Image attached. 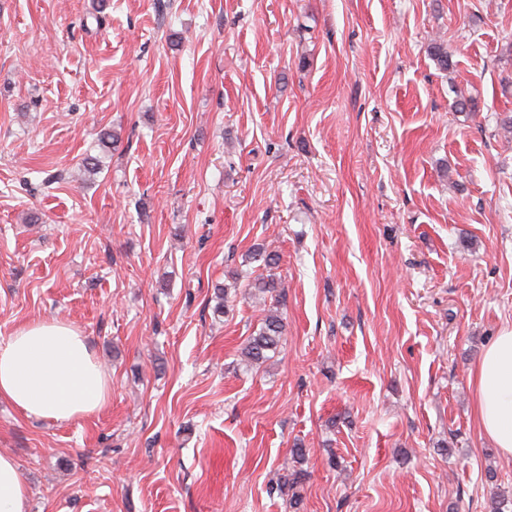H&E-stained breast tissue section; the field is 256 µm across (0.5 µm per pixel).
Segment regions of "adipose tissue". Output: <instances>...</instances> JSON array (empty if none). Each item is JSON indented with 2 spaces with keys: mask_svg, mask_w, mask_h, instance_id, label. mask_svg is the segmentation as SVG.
I'll return each mask as SVG.
<instances>
[{
  "mask_svg": "<svg viewBox=\"0 0 512 512\" xmlns=\"http://www.w3.org/2000/svg\"><path fill=\"white\" fill-rule=\"evenodd\" d=\"M481 436L512 455V326L502 329L470 371ZM110 380L90 343L72 324L40 320L0 341V399L29 417L68 423L100 411ZM27 486L17 462L0 454V512H26Z\"/></svg>",
  "mask_w": 512,
  "mask_h": 512,
  "instance_id": "1",
  "label": "adipose tissue"
}]
</instances>
